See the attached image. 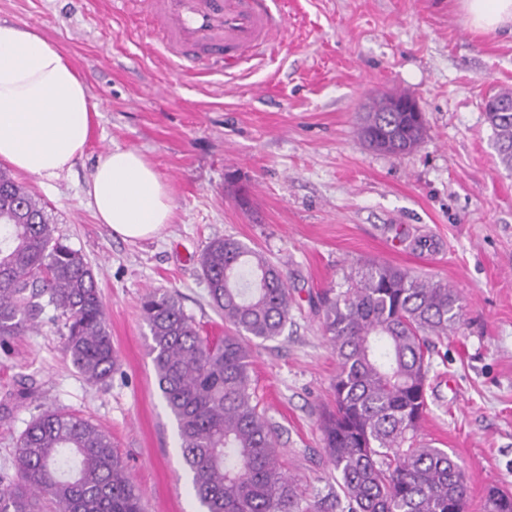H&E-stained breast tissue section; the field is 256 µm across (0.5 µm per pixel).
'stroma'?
I'll list each match as a JSON object with an SVG mask.
<instances>
[{
	"label": "stroma",
	"instance_id": "1",
	"mask_svg": "<svg viewBox=\"0 0 512 512\" xmlns=\"http://www.w3.org/2000/svg\"><path fill=\"white\" fill-rule=\"evenodd\" d=\"M148 6L0 0V23L42 35L93 97L92 135L71 170L13 177L94 268L119 362L108 384H88L48 322L0 349V397L32 392L0 419V484L17 479L27 422L60 408L111 435L146 512H202L140 306L149 291L177 293L202 334L222 336L198 258L231 236L288 277L290 322L254 347L251 378L302 507L336 487L319 427L337 370L321 299L376 260L461 300L459 325L435 342L420 435L458 459L468 512H484L490 486L512 490V170L484 111L488 95L512 89V35L475 33L456 0H278L285 23L272 53L208 72L150 51L160 36ZM400 92L422 110L424 139L403 155L374 151L359 117ZM114 147L143 154L171 193L173 222L157 237L125 241L93 214L87 184Z\"/></svg>",
	"mask_w": 512,
	"mask_h": 512
}]
</instances>
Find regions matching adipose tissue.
I'll return each mask as SVG.
<instances>
[{
    "label": "adipose tissue",
    "mask_w": 512,
    "mask_h": 512,
    "mask_svg": "<svg viewBox=\"0 0 512 512\" xmlns=\"http://www.w3.org/2000/svg\"><path fill=\"white\" fill-rule=\"evenodd\" d=\"M477 32L512 30V0H457ZM95 105L87 83L38 34L0 23V161L49 180L88 144ZM97 219L123 239L159 234L174 212L159 173L138 152L101 153L87 186Z\"/></svg>",
    "instance_id": "obj_1"
}]
</instances>
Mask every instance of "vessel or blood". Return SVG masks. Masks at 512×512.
<instances>
[{"mask_svg":"<svg viewBox=\"0 0 512 512\" xmlns=\"http://www.w3.org/2000/svg\"><path fill=\"white\" fill-rule=\"evenodd\" d=\"M150 23L181 67L247 63L274 48L284 19L269 0H150Z\"/></svg>","mask_w":512,"mask_h":512,"instance_id":"vessel-or-blood-1","label":"vessel or blood"}]
</instances>
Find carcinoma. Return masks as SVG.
Returning a JSON list of instances; mask_svg holds the SVG:
<instances>
[{
    "instance_id": "obj_1",
    "label": "carcinoma",
    "mask_w": 512,
    "mask_h": 512,
    "mask_svg": "<svg viewBox=\"0 0 512 512\" xmlns=\"http://www.w3.org/2000/svg\"><path fill=\"white\" fill-rule=\"evenodd\" d=\"M501 163L512 169V112H486ZM360 136L402 154L423 140L412 112L366 113ZM200 265L211 306L228 331L200 334L180 297L151 291L141 302L158 388L177 425L182 457L204 512H308L277 448L276 425L252 387V347L280 336L291 294L282 269L234 238H215ZM323 298L336 355L333 404L320 430L338 491L314 512H466L459 463L418 439L426 411L430 337L461 319L457 293L410 271L371 262ZM62 323L65 353L91 384L118 370L96 273L60 238L44 207L0 170V348L45 312ZM18 480L0 512H144L112 437L74 413L47 409L19 436ZM485 512H512V493H489Z\"/></svg>"
}]
</instances>
